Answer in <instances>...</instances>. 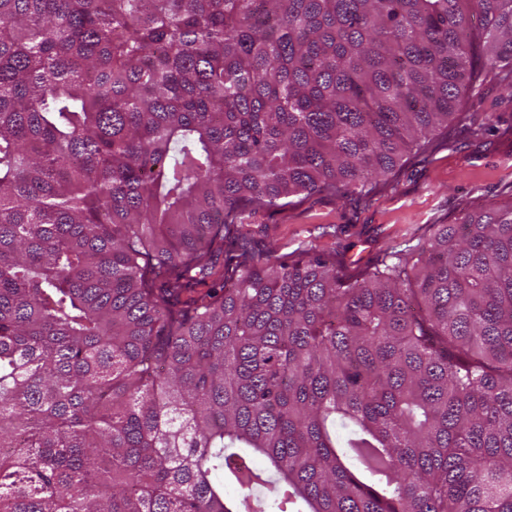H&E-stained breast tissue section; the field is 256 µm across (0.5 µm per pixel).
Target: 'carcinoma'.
<instances>
[{
    "mask_svg": "<svg viewBox=\"0 0 512 512\" xmlns=\"http://www.w3.org/2000/svg\"><path fill=\"white\" fill-rule=\"evenodd\" d=\"M512 0H0V512H512V200L255 250L377 183Z\"/></svg>",
    "mask_w": 512,
    "mask_h": 512,
    "instance_id": "obj_1",
    "label": "carcinoma"
}]
</instances>
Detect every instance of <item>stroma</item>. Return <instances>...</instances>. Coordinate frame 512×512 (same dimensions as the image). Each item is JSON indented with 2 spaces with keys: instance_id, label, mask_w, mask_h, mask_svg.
Listing matches in <instances>:
<instances>
[{
  "instance_id": "35a3bbf8",
  "label": "stroma",
  "mask_w": 512,
  "mask_h": 512,
  "mask_svg": "<svg viewBox=\"0 0 512 512\" xmlns=\"http://www.w3.org/2000/svg\"><path fill=\"white\" fill-rule=\"evenodd\" d=\"M512 195V98L492 75L462 98L449 128L437 129L372 189L347 198L313 194L251 215L242 233L257 249L332 250L349 267L367 266L416 244L430 225Z\"/></svg>"
}]
</instances>
